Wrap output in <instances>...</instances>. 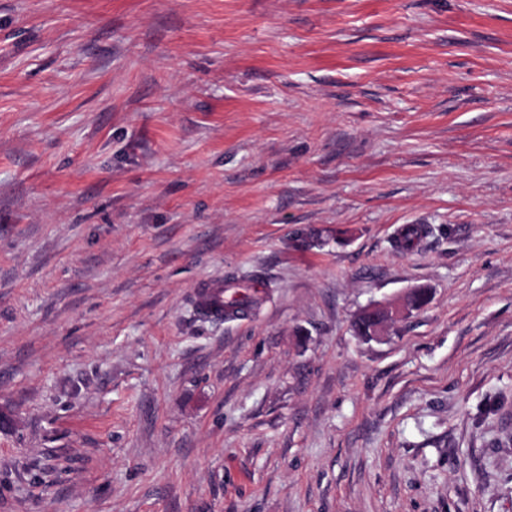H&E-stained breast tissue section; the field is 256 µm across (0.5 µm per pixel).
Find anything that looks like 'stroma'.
I'll use <instances>...</instances> for the list:
<instances>
[{
    "mask_svg": "<svg viewBox=\"0 0 512 512\" xmlns=\"http://www.w3.org/2000/svg\"><path fill=\"white\" fill-rule=\"evenodd\" d=\"M0 512H512V0H0ZM428 228L410 224L402 227L393 240V246L402 251H413L420 240L428 233ZM226 288H232L226 285L224 278L211 277L198 282L192 289V300L195 308L209 320H222L224 316H234L226 305L233 298H226L229 291ZM411 294L412 291L409 290L396 300L372 304L359 313V315L369 319L372 323V339L379 338L384 334L388 322L392 320L394 316L410 314L412 311L410 305Z\"/></svg>",
    "mask_w": 512,
    "mask_h": 512,
    "instance_id": "obj_1",
    "label": "stroma"
}]
</instances>
